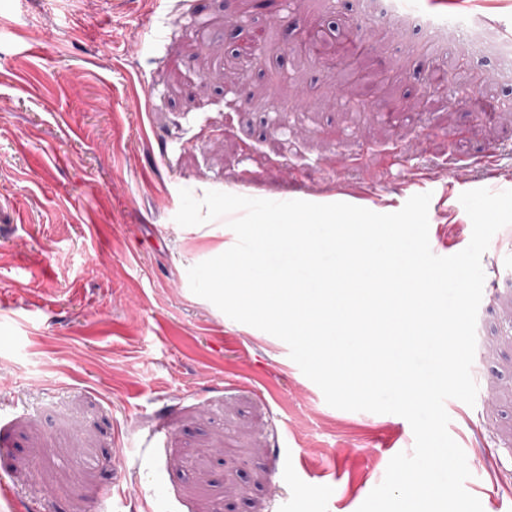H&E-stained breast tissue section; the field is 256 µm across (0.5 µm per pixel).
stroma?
Masks as SVG:
<instances>
[{
    "instance_id": "obj_1",
    "label": "stroma",
    "mask_w": 512,
    "mask_h": 512,
    "mask_svg": "<svg viewBox=\"0 0 512 512\" xmlns=\"http://www.w3.org/2000/svg\"><path fill=\"white\" fill-rule=\"evenodd\" d=\"M415 9L471 16L481 48L442 29L419 53L362 0H0V512H357L412 452L405 418L329 406L282 340L193 294L188 269L236 235L174 216L183 188L325 202L367 181L393 213L422 168L429 243L463 250L449 173L512 190V0ZM329 29L391 87L354 107L300 60ZM481 263L478 394L445 408L465 489L512 512V225Z\"/></svg>"
}]
</instances>
